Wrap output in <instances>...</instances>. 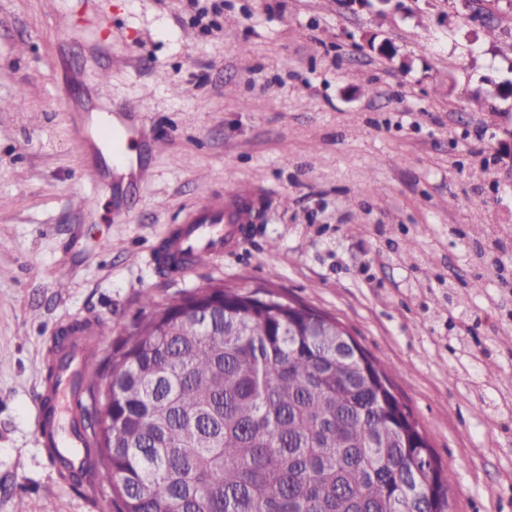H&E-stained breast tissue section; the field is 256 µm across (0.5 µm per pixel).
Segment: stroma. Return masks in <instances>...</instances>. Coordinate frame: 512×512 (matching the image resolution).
Returning <instances> with one entry per match:
<instances>
[{
  "label": "stroma",
  "mask_w": 512,
  "mask_h": 512,
  "mask_svg": "<svg viewBox=\"0 0 512 512\" xmlns=\"http://www.w3.org/2000/svg\"><path fill=\"white\" fill-rule=\"evenodd\" d=\"M223 3L206 31L189 0H0V512H115L37 446L45 350L84 319L111 349L144 295L210 284L335 317L386 367L449 512H512V0ZM114 98L163 145L118 209L73 120ZM239 185L260 213L246 243L157 274L189 212ZM452 291L475 321L449 314ZM461 330L493 375L457 373Z\"/></svg>",
  "instance_id": "1"
}]
</instances>
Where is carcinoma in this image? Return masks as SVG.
Returning a JSON list of instances; mask_svg holds the SVG:
<instances>
[{
  "mask_svg": "<svg viewBox=\"0 0 512 512\" xmlns=\"http://www.w3.org/2000/svg\"><path fill=\"white\" fill-rule=\"evenodd\" d=\"M214 293L224 319L184 325ZM144 306L89 378L83 419L119 512H448L411 411L335 318L271 290Z\"/></svg>",
  "mask_w": 512,
  "mask_h": 512,
  "instance_id": "1",
  "label": "carcinoma"
}]
</instances>
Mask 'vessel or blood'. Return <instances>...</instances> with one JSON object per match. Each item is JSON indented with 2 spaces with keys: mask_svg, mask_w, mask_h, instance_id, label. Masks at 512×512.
Segmentation results:
<instances>
[{
  "mask_svg": "<svg viewBox=\"0 0 512 512\" xmlns=\"http://www.w3.org/2000/svg\"><path fill=\"white\" fill-rule=\"evenodd\" d=\"M145 124L143 109L128 102L113 104L111 114L99 121L96 138L112 148L114 175L133 176V168L126 165V156L136 143H143L147 151H157V141L142 138ZM231 196L232 204L208 201L191 211L169 236L166 252L157 256L158 267L164 269L170 261H177L180 275L186 277L204 264L222 259L227 250L239 245L241 236L248 233L250 215L246 202L251 193L236 188ZM100 344L97 322L87 319L82 328L73 331L65 345H53L47 351L55 378L41 384L36 400V431L42 453L61 481L72 470L91 466L88 454L91 441L83 428L78 403L82 398L81 380L92 371Z\"/></svg>",
  "mask_w": 512,
  "mask_h": 512,
  "instance_id": "1",
  "label": "vessel or blood"
}]
</instances>
